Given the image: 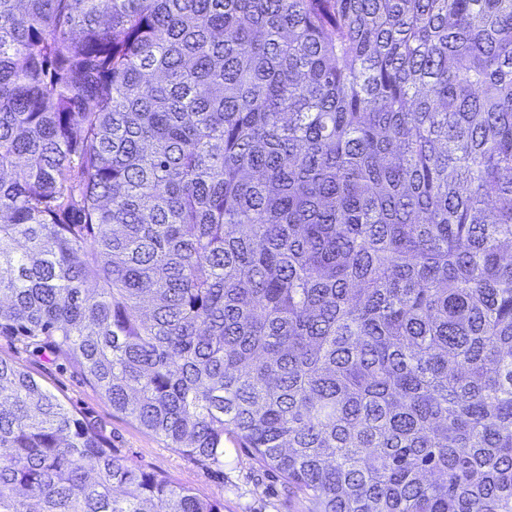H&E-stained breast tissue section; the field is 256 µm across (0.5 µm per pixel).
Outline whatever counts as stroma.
I'll use <instances>...</instances> for the list:
<instances>
[{
	"label": "stroma",
	"mask_w": 512,
	"mask_h": 512,
	"mask_svg": "<svg viewBox=\"0 0 512 512\" xmlns=\"http://www.w3.org/2000/svg\"><path fill=\"white\" fill-rule=\"evenodd\" d=\"M0 358L28 371L78 417L95 422L113 456L140 470L163 473L199 497L220 500L224 512H305L302 497L289 492L280 475L264 467L251 449L225 439L224 462L215 465L168 448L152 432L115 413L68 356L37 351L17 336H0Z\"/></svg>",
	"instance_id": "1"
}]
</instances>
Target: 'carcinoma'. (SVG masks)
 <instances>
[{"instance_id": "cac0c4a2", "label": "carcinoma", "mask_w": 512, "mask_h": 512, "mask_svg": "<svg viewBox=\"0 0 512 512\" xmlns=\"http://www.w3.org/2000/svg\"><path fill=\"white\" fill-rule=\"evenodd\" d=\"M0 336L308 512H512V0H0ZM0 359V512H223Z\"/></svg>"}]
</instances>
